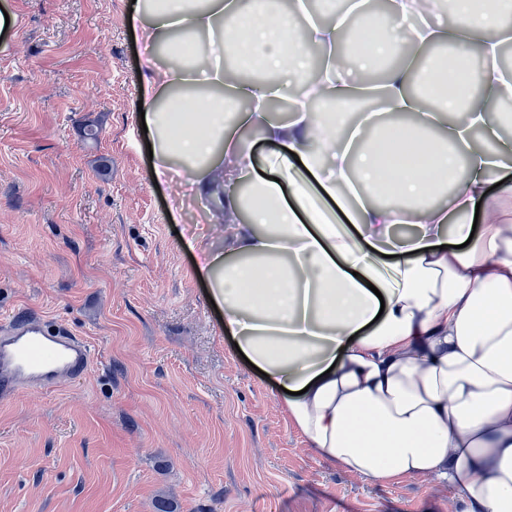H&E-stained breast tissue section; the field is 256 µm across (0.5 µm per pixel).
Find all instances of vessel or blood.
Returning a JSON list of instances; mask_svg holds the SVG:
<instances>
[{
    "mask_svg": "<svg viewBox=\"0 0 512 512\" xmlns=\"http://www.w3.org/2000/svg\"><path fill=\"white\" fill-rule=\"evenodd\" d=\"M91 349L65 326L38 315L0 327V399L86 373Z\"/></svg>",
    "mask_w": 512,
    "mask_h": 512,
    "instance_id": "vessel-or-blood-1",
    "label": "vessel or blood"
}]
</instances>
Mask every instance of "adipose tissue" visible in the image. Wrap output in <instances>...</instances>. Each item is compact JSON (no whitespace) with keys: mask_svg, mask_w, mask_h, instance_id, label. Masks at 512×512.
Returning a JSON list of instances; mask_svg holds the SVG:
<instances>
[{"mask_svg":"<svg viewBox=\"0 0 512 512\" xmlns=\"http://www.w3.org/2000/svg\"><path fill=\"white\" fill-rule=\"evenodd\" d=\"M303 6L141 0L151 177L181 178L205 218L227 217L223 249L200 250L193 275L315 455L368 479L434 477L461 512H512V183L489 193L492 175L512 170V152L476 144L480 133L497 139L488 104L512 96V79L484 83L472 66L478 55L496 67L512 40L498 21L502 0H455L456 28L434 23L419 0H392L378 38L349 27L361 0L326 22L305 20ZM410 38L451 45V62L392 66L374 86L336 63L342 40L374 67ZM229 55L239 70L317 76L276 123L267 107L279 87L225 73ZM324 98L370 108L355 120L315 112ZM228 102L236 112L225 113ZM386 115L400 117L398 130L369 136ZM246 128L272 146L266 163L242 139ZM233 181L251 190L250 206ZM446 183L448 205L429 203ZM385 191L400 205H378Z\"/></svg>","mask_w":512,"mask_h":512,"instance_id":"1","label":"adipose tissue"}]
</instances>
